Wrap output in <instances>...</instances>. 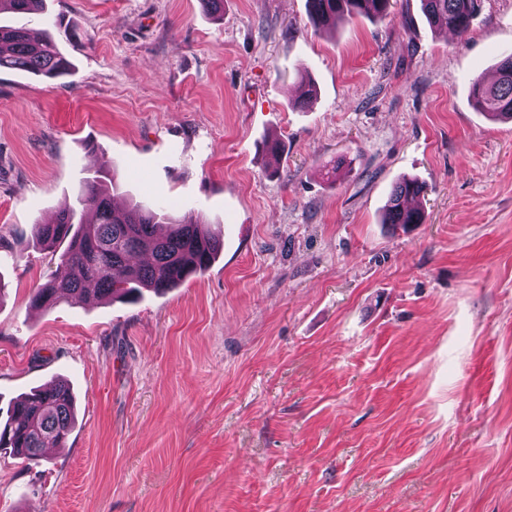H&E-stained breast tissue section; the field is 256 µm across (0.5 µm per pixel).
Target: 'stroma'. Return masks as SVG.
Instances as JSON below:
<instances>
[{
	"label": "stroma",
	"mask_w": 512,
	"mask_h": 512,
	"mask_svg": "<svg viewBox=\"0 0 512 512\" xmlns=\"http://www.w3.org/2000/svg\"><path fill=\"white\" fill-rule=\"evenodd\" d=\"M58 18L70 76L0 71V406L62 378L77 426L40 465L0 451V512H512V122L471 95L512 0L462 37L420 0L327 32L307 0L0 23ZM102 169L222 252L164 293L31 306L33 225ZM404 177L426 187L407 232L382 221Z\"/></svg>",
	"instance_id": "35a3bbf8"
}]
</instances>
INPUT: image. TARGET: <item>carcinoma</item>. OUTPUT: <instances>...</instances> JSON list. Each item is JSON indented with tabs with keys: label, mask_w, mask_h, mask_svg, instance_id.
Returning <instances> with one entry per match:
<instances>
[{
	"label": "carcinoma",
	"mask_w": 512,
	"mask_h": 512,
	"mask_svg": "<svg viewBox=\"0 0 512 512\" xmlns=\"http://www.w3.org/2000/svg\"><path fill=\"white\" fill-rule=\"evenodd\" d=\"M38 0H0V14L26 13ZM309 19L316 29H330L356 16L384 19L390 0H308ZM428 23L459 36L467 34L481 9V0H421ZM33 39L22 28L0 25V70L61 79L71 71L63 43L71 31L62 29ZM476 106L495 120L512 121V53L503 57L494 81L472 82ZM423 183L403 178L393 187L382 223L404 230L421 224L424 213L409 206L420 197ZM160 224L170 225L165 235ZM35 239L58 254L53 277L39 288L32 303L52 307L62 301L81 299L86 285L96 286L102 298L128 300L141 289L165 292L204 272L223 248V242L197 219L173 220L151 209L117 210L98 175L85 182L77 205L59 213L56 224H35ZM75 398L70 385L58 381L37 388L12 401L5 421H0V450L35 464L45 459L44 449L66 445L75 428Z\"/></svg>",
	"instance_id": "1"
}]
</instances>
